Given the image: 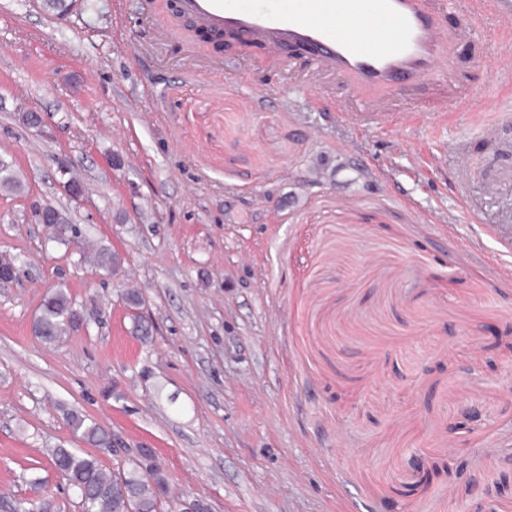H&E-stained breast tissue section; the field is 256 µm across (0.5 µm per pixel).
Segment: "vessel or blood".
Returning <instances> with one entry per match:
<instances>
[{"mask_svg": "<svg viewBox=\"0 0 512 512\" xmlns=\"http://www.w3.org/2000/svg\"><path fill=\"white\" fill-rule=\"evenodd\" d=\"M200 25L228 32L245 47L260 45L266 58L284 61L285 47L302 48L313 80L333 79L345 98L329 106L338 119L386 127L391 102L404 104L402 120H414L423 93L450 83L441 106L457 112H495L498 96H475L451 84L461 46L476 22L493 15L512 26V0H183ZM465 14L452 26L447 17Z\"/></svg>", "mask_w": 512, "mask_h": 512, "instance_id": "1", "label": "vessel or blood"}]
</instances>
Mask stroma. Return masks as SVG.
Masks as SVG:
<instances>
[{"label":"stroma","instance_id":"obj_1","mask_svg":"<svg viewBox=\"0 0 512 512\" xmlns=\"http://www.w3.org/2000/svg\"><path fill=\"white\" fill-rule=\"evenodd\" d=\"M511 36L478 24L457 82L500 83ZM304 65L200 37L170 0H0L22 183L0 189V493L81 512L45 449L118 473L151 448L162 512H512V92L507 120L361 130L289 79ZM60 285L84 323L49 343ZM70 408L123 448L91 449Z\"/></svg>","mask_w":512,"mask_h":512}]
</instances>
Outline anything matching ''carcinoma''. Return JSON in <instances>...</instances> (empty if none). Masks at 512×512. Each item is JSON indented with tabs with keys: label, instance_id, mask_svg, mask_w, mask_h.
Listing matches in <instances>:
<instances>
[{
	"label": "carcinoma",
	"instance_id": "carcinoma-1",
	"mask_svg": "<svg viewBox=\"0 0 512 512\" xmlns=\"http://www.w3.org/2000/svg\"><path fill=\"white\" fill-rule=\"evenodd\" d=\"M20 180L15 171L0 162V187L16 189ZM81 316L67 290L59 286L43 299L35 324L38 336L56 341L80 325ZM66 420L74 434L97 448L112 447V435L82 413L71 410ZM46 456L80 500L82 512H161L162 499L169 493L164 471L140 458L118 475L105 470L93 455L75 448H48ZM53 504L43 500L25 511L13 501L0 499V512H51Z\"/></svg>",
	"mask_w": 512,
	"mask_h": 512
}]
</instances>
